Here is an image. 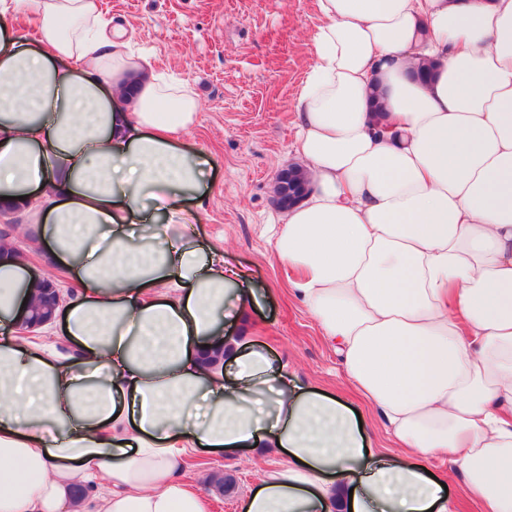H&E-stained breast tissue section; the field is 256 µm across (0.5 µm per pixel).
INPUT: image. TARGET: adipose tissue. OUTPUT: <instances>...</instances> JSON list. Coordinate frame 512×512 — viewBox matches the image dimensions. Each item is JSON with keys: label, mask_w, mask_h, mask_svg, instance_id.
Instances as JSON below:
<instances>
[{"label": "adipose tissue", "mask_w": 512, "mask_h": 512, "mask_svg": "<svg viewBox=\"0 0 512 512\" xmlns=\"http://www.w3.org/2000/svg\"><path fill=\"white\" fill-rule=\"evenodd\" d=\"M0 0V197L63 281L74 347L20 341L33 267L0 244V512H205L184 458L270 448L242 512H451L421 456H452L512 512V0H316L293 152L312 190L277 260L382 415L395 455L334 396L290 382L243 324L246 274L190 234L199 101L92 0ZM224 358L198 354L214 339ZM16 7L14 29L16 32L27 39H37L39 36L37 28L36 4L35 0H19Z\"/></svg>", "instance_id": "obj_1"}]
</instances>
